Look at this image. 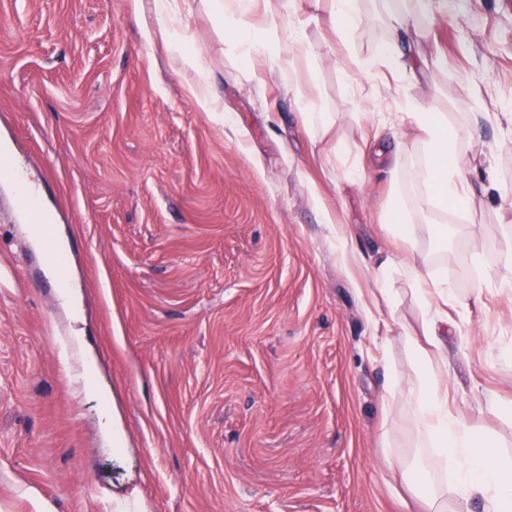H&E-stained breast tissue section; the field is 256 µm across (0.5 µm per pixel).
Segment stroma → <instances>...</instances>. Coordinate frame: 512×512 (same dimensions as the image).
Returning <instances> with one entry per match:
<instances>
[{
  "instance_id": "obj_1",
  "label": "stroma",
  "mask_w": 512,
  "mask_h": 512,
  "mask_svg": "<svg viewBox=\"0 0 512 512\" xmlns=\"http://www.w3.org/2000/svg\"><path fill=\"white\" fill-rule=\"evenodd\" d=\"M314 56L293 84L276 62L244 63L201 0H184L219 111L153 42V0H0V151L45 185L52 241L67 240L66 284L48 268L0 175V512H427L388 455L442 477L388 380L407 373L401 338L418 300L382 219L391 162L369 134L410 132L411 92L456 122L512 113V0H432L433 83L405 87L332 61L327 0H300ZM336 124L313 139L299 96ZM402 171L416 247L454 291L443 341L454 411L512 458V130L474 133L471 211L446 239L416 173ZM359 168L361 178L348 175ZM340 214L360 263L345 268L321 208ZM494 398L500 415L488 412ZM124 433L112 445L111 424Z\"/></svg>"
}]
</instances>
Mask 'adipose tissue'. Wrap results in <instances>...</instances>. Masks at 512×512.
Instances as JSON below:
<instances>
[{
  "instance_id": "obj_1",
  "label": "adipose tissue",
  "mask_w": 512,
  "mask_h": 512,
  "mask_svg": "<svg viewBox=\"0 0 512 512\" xmlns=\"http://www.w3.org/2000/svg\"><path fill=\"white\" fill-rule=\"evenodd\" d=\"M429 0H331L330 22L336 32L333 51L336 66L347 70L356 64L364 73L384 67L400 73L412 68L421 53L425 37ZM210 11L233 30L242 54L247 58L270 55L275 33L260 9L263 0H205ZM157 32L180 68L195 74L190 91L197 105L206 112L215 111V101L207 93L208 77L199 52L192 47L177 26L178 0H153ZM377 16L380 25L376 47L371 56L354 58L351 38L369 16ZM405 108L422 149L418 172L422 191L439 205H469L474 192L461 157L470 147V128L478 123L479 113H470L465 124L453 125L447 114L436 113L422 103L406 97ZM385 221L391 224L397 240L408 252L399 261L413 293L421 302L420 336H404L403 343L411 368L406 376H393L389 395L403 399L413 410L418 433L437 448L451 473L449 483L433 485L426 471L405 474L410 488H423L429 512H448L449 498L460 503L476 499L483 512H512V459L488 450L483 434L455 417L448 409V361L441 353L440 334L448 324L447 312L433 310V301L448 302L447 283L426 278L427 254L414 250L417 234L405 204L401 185H394Z\"/></svg>"
}]
</instances>
